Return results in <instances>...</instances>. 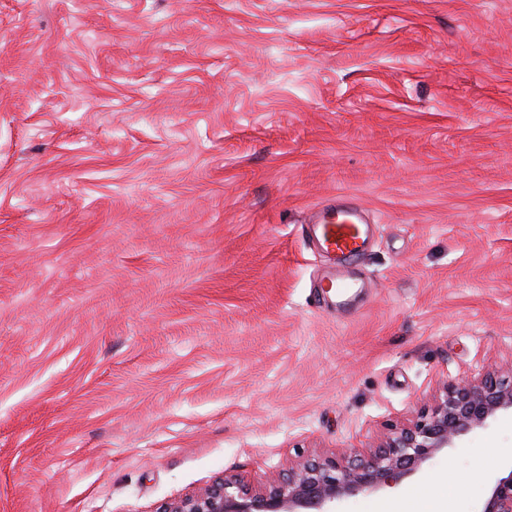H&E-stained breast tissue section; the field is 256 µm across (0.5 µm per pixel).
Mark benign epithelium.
Masks as SVG:
<instances>
[{"mask_svg": "<svg viewBox=\"0 0 512 512\" xmlns=\"http://www.w3.org/2000/svg\"><path fill=\"white\" fill-rule=\"evenodd\" d=\"M512 417V362L481 379L443 387L432 406L408 425L388 429L374 450L311 455L257 486L241 475L224 476L155 512H333L336 501L393 487L421 471L461 437ZM478 512H512V461L486 478Z\"/></svg>", "mask_w": 512, "mask_h": 512, "instance_id": "1", "label": "benign epithelium"}]
</instances>
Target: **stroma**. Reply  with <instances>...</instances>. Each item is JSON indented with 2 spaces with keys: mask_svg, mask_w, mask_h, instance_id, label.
<instances>
[{
  "mask_svg": "<svg viewBox=\"0 0 512 512\" xmlns=\"http://www.w3.org/2000/svg\"><path fill=\"white\" fill-rule=\"evenodd\" d=\"M510 359L512 0H0V512L366 451ZM510 459L501 418L336 512H476ZM311 221L314 236L328 254L339 258H357L363 250L366 239V218L362 208L347 203L342 209H322ZM451 512L448 510V498L432 501L422 500L418 494H406L392 497L381 504L380 512Z\"/></svg>",
  "mask_w": 512,
  "mask_h": 512,
  "instance_id": "stroma-1",
  "label": "stroma"
}]
</instances>
